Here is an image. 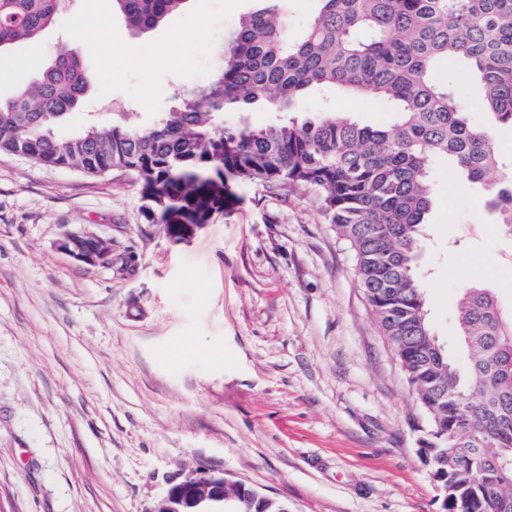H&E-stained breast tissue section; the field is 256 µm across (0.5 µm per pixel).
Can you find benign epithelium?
I'll use <instances>...</instances> for the list:
<instances>
[{"label": "benign epithelium", "instance_id": "benign-epithelium-1", "mask_svg": "<svg viewBox=\"0 0 512 512\" xmlns=\"http://www.w3.org/2000/svg\"><path fill=\"white\" fill-rule=\"evenodd\" d=\"M58 248L88 266H112V243L86 230L63 234ZM221 473H206L173 483L154 512H226Z\"/></svg>", "mask_w": 512, "mask_h": 512}]
</instances>
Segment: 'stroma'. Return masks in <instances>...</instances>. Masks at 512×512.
Instances as JSON below:
<instances>
[{
    "label": "stroma",
    "instance_id": "35a3bbf8",
    "mask_svg": "<svg viewBox=\"0 0 512 512\" xmlns=\"http://www.w3.org/2000/svg\"><path fill=\"white\" fill-rule=\"evenodd\" d=\"M251 0H190L132 34L107 0H67L39 38L0 49V99L59 44H86L89 90L61 126L125 112L153 125L207 83ZM486 125L467 68L440 61ZM370 127L382 102L309 92ZM196 235L146 223L123 172L92 179L0 152V512H155L174 482L224 474L288 512H441L421 456L426 417L355 277V255L316 191L234 187ZM485 187L438 170L417 274L431 328L463 359L465 285L512 316V235ZM112 243L111 267L58 249L69 230Z\"/></svg>",
    "mask_w": 512,
    "mask_h": 512
}]
</instances>
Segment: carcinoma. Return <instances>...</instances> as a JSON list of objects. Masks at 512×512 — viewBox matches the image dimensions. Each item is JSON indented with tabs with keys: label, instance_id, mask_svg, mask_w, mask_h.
<instances>
[{
	"label": "carcinoma",
	"instance_id": "carcinoma-1",
	"mask_svg": "<svg viewBox=\"0 0 512 512\" xmlns=\"http://www.w3.org/2000/svg\"><path fill=\"white\" fill-rule=\"evenodd\" d=\"M188 0H112L127 26L151 31ZM299 36L288 30V0H252L221 69L159 121L123 117L57 134L87 91L82 54L63 43L31 88L0 102V151H24L53 167L98 178L131 175L141 211L171 238L181 224H207L224 211L232 184L308 187L336 234L355 251L356 276L428 418L422 453L449 489L442 512H512V319L486 288H463L459 363L431 331L415 269L440 161L481 183L486 205L512 228V161L492 132L474 125L455 85L434 70L464 63L482 89L484 111L512 126V0H317ZM64 0H0V48L52 25ZM332 87L389 103L388 129L323 111L253 128L223 124L224 113L263 104L295 114L305 94ZM233 512H288L239 484L225 486Z\"/></svg>",
	"mask_w": 512,
	"mask_h": 512
}]
</instances>
